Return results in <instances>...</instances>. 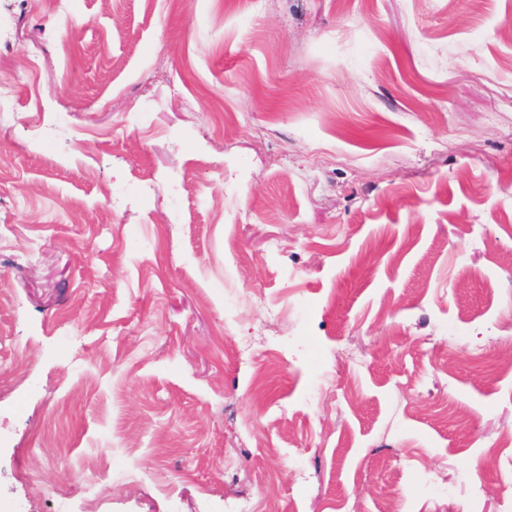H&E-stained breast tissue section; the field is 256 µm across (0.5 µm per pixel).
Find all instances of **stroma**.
<instances>
[{
  "label": "stroma",
  "mask_w": 512,
  "mask_h": 512,
  "mask_svg": "<svg viewBox=\"0 0 512 512\" xmlns=\"http://www.w3.org/2000/svg\"><path fill=\"white\" fill-rule=\"evenodd\" d=\"M0 32V512H501L512 0Z\"/></svg>",
  "instance_id": "1"
}]
</instances>
